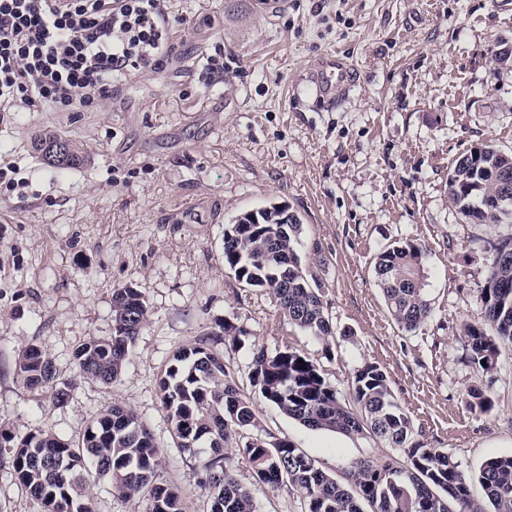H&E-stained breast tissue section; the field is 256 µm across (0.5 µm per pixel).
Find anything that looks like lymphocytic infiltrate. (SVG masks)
Instances as JSON below:
<instances>
[{"label":"lymphocytic infiltrate","mask_w":512,"mask_h":512,"mask_svg":"<svg viewBox=\"0 0 512 512\" xmlns=\"http://www.w3.org/2000/svg\"><path fill=\"white\" fill-rule=\"evenodd\" d=\"M169 0H0V112L95 107L172 57Z\"/></svg>","instance_id":"f902f5d3"}]
</instances>
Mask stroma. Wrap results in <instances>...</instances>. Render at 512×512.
<instances>
[{"label":"stroma","mask_w":512,"mask_h":512,"mask_svg":"<svg viewBox=\"0 0 512 512\" xmlns=\"http://www.w3.org/2000/svg\"><path fill=\"white\" fill-rule=\"evenodd\" d=\"M176 54L159 73L131 72L112 97L83 112L0 118V165L18 167L23 192L0 189V424L43 428L75 442L113 403L130 406L160 450L158 474L182 494L183 512H206L200 457L177 448L159 391L174 352L199 342L224 357L243 392L258 350L291 348L340 395L357 369L379 365L413 421L412 442L448 454L465 475L512 455V347L476 371L460 327L480 322L478 290L492 243L512 220L471 224L448 200V171L480 144L512 152V0H172ZM224 51V75L207 60ZM352 63L355 85L320 108L302 78L319 56ZM49 131L88 155L80 167L45 164L33 148ZM285 206L302 223L298 252L321 286L333 335L289 324L272 291L240 283L224 263V230L239 215ZM425 252L432 315L401 330L374 278L386 248ZM143 289L148 321L119 379L82 377L74 351L112 334V291ZM228 323L236 342L220 337ZM73 382L67 404L26 386L16 360L29 344ZM480 386L492 401L470 410ZM256 421L224 449L240 483L253 473L238 444L290 442L343 479L360 459L404 461L371 433L311 430L255 398ZM0 448V512H41L16 484ZM92 512H149L108 479L87 488Z\"/></svg>","instance_id":"stroma-1"}]
</instances>
